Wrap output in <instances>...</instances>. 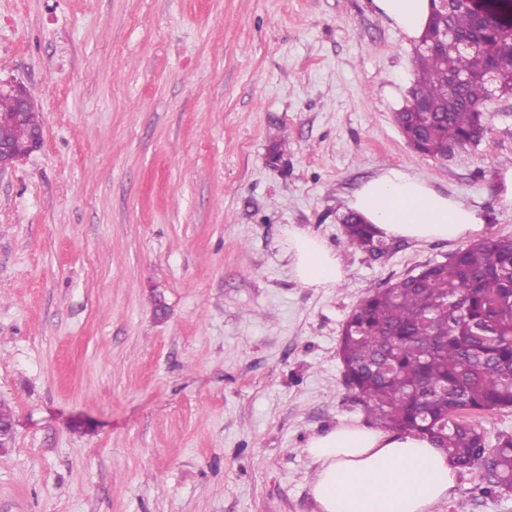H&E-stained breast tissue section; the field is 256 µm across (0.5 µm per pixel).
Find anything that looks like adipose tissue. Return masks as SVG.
<instances>
[{
	"mask_svg": "<svg viewBox=\"0 0 512 512\" xmlns=\"http://www.w3.org/2000/svg\"><path fill=\"white\" fill-rule=\"evenodd\" d=\"M371 6L411 38L430 12V0H372ZM346 205L387 240L464 239L486 222L457 197L392 167L364 181ZM286 235L296 280L311 288L344 280L343 264L322 240L294 225ZM305 452L314 465L311 494L319 512H432L456 485L448 454L418 434L342 425L312 436Z\"/></svg>",
	"mask_w": 512,
	"mask_h": 512,
	"instance_id": "ef3b65f1",
	"label": "adipose tissue"
}]
</instances>
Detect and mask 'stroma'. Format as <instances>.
<instances>
[{
  "label": "stroma",
  "instance_id": "obj_1",
  "mask_svg": "<svg viewBox=\"0 0 512 512\" xmlns=\"http://www.w3.org/2000/svg\"><path fill=\"white\" fill-rule=\"evenodd\" d=\"M416 46L370 0H0V84L44 128L0 173V512H317L305 444L367 422L344 322L461 246L372 257L347 197L400 167L512 237V96L476 144L414 152ZM291 224L341 285L294 279ZM487 485L458 470L434 512H512Z\"/></svg>",
  "mask_w": 512,
  "mask_h": 512
}]
</instances>
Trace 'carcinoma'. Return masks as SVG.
Listing matches in <instances>:
<instances>
[{
    "label": "carcinoma",
    "mask_w": 512,
    "mask_h": 512,
    "mask_svg": "<svg viewBox=\"0 0 512 512\" xmlns=\"http://www.w3.org/2000/svg\"><path fill=\"white\" fill-rule=\"evenodd\" d=\"M447 52L429 48L428 26L416 56L419 99L397 121L416 151L444 156L452 144L476 142L485 130L473 105L490 93L512 95V30L479 20L460 6L450 17ZM471 45L466 54L459 42ZM468 74L462 102L448 101L449 73ZM43 128L41 113L16 121L12 95L0 92V140L23 142ZM350 246L384 249L372 225L349 214ZM344 379L367 417L383 430L428 434L460 468L486 470L494 487L512 489V435L497 438L490 458L478 449L486 435L457 418L463 410L512 409V238L460 248L387 288L373 291L346 321L340 346Z\"/></svg>",
    "instance_id": "1"
}]
</instances>
